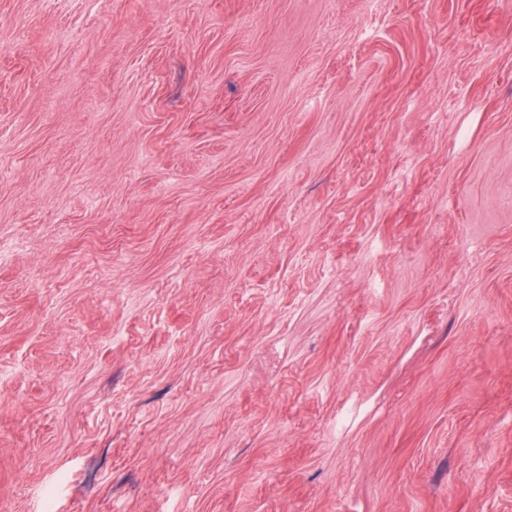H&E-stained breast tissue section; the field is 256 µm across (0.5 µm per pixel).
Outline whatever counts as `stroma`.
Masks as SVG:
<instances>
[{
    "label": "stroma",
    "mask_w": 512,
    "mask_h": 512,
    "mask_svg": "<svg viewBox=\"0 0 512 512\" xmlns=\"http://www.w3.org/2000/svg\"><path fill=\"white\" fill-rule=\"evenodd\" d=\"M512 512V6L0 0V512Z\"/></svg>",
    "instance_id": "1"
}]
</instances>
